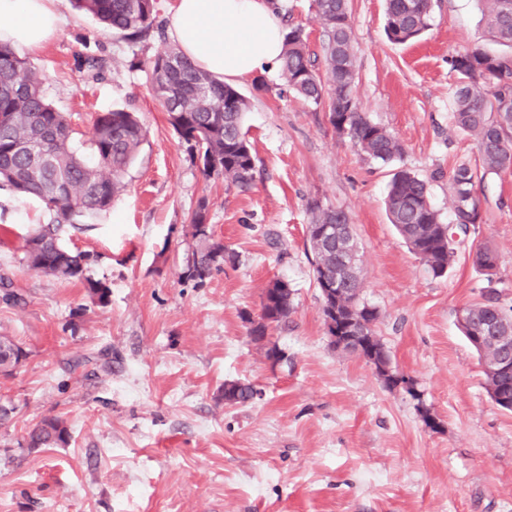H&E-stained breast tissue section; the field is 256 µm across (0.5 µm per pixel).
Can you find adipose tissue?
I'll use <instances>...</instances> for the list:
<instances>
[{
    "label": "adipose tissue",
    "mask_w": 512,
    "mask_h": 512,
    "mask_svg": "<svg viewBox=\"0 0 512 512\" xmlns=\"http://www.w3.org/2000/svg\"><path fill=\"white\" fill-rule=\"evenodd\" d=\"M60 0H0V43L41 50L57 32ZM167 31L222 81L259 80L280 64L285 28L272 0H170Z\"/></svg>",
    "instance_id": "adipose-tissue-1"
}]
</instances>
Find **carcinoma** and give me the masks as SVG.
Returning <instances> with one entry per match:
<instances>
[{
    "label": "carcinoma",
    "instance_id": "cac0c4a2",
    "mask_svg": "<svg viewBox=\"0 0 512 512\" xmlns=\"http://www.w3.org/2000/svg\"><path fill=\"white\" fill-rule=\"evenodd\" d=\"M315 18L324 33L323 71L311 61L302 27L288 26L280 66L283 85L315 106L328 109L335 132L349 138L367 159L392 167L385 197L388 219L408 249L436 278L448 274L457 249L470 233L485 223L481 209L463 211L456 206L460 194L475 189L486 176L499 174L512 162V0H477L488 38L511 49L494 54L484 49H466L448 59L457 82L451 93L456 127L472 136L478 163L462 161L448 172L449 202L453 220L440 221L431 201V180L402 164L404 147L383 125L361 110L355 93L357 56L348 0H313ZM75 7L97 18L113 34L137 43L150 36L162 48L141 62L151 92L167 112L169 124L190 159H202V171L215 180L239 187L254 178L255 156L243 128L249 100L233 86L196 68L178 46L166 41L157 22V0H74ZM384 32L388 41L407 44L418 40L431 26V0H386ZM77 69L95 80L103 79L102 59L89 51L77 59ZM145 137L137 116L122 109L99 113L82 146L72 141L66 113L47 97L41 72L8 45L0 44V186L21 197L39 199L50 219L26 239L23 261L30 269L64 280L85 283L88 293L106 303L109 287L86 272L94 262L89 252H74L62 242L65 229L97 219L112 208L114 198L125 188L124 176ZM307 240L313 255L316 285L336 275V267L358 246L355 236L340 242L321 238L327 224H349V214L308 204ZM208 202L199 201L190 218L195 246L184 277L205 284L236 254L214 237L207 222ZM359 265L350 274V286L341 298L343 316L355 322L362 336L374 339L376 360L389 359L383 343L374 334L378 311L362 298ZM294 289L283 280H272L263 293L259 320H250L248 335L264 340L270 329L288 322L294 311ZM501 293L491 285L481 298L465 306L468 328L489 335L492 308ZM27 353L13 339L0 337V366L19 365ZM490 397L512 399V378L490 368L484 370ZM258 397L250 383L224 382V402L246 406ZM66 422L46 417L24 437V447L33 450L68 443Z\"/></svg>",
    "mask_w": 512,
    "mask_h": 512
}]
</instances>
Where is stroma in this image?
<instances>
[{"instance_id":"1","label":"stroma","mask_w":512,"mask_h":512,"mask_svg":"<svg viewBox=\"0 0 512 512\" xmlns=\"http://www.w3.org/2000/svg\"><path fill=\"white\" fill-rule=\"evenodd\" d=\"M362 109L405 146V164L431 181L442 222L452 219L448 170L474 161V140L452 121L454 51L491 49L475 0H432L424 37L395 45L384 0H352ZM58 35L30 61L52 102L84 140L99 112H135L147 136L111 211L70 229L65 243L96 253L88 274L110 287L107 304L82 284L30 270L24 239L45 220L42 204L0 187V275L25 302L0 300V336L26 359L0 375V512H512V413L495 406L479 358L457 328L460 308L495 281L512 306V170L477 191L485 224L460 246L448 275L432 277L389 223L388 168L364 161L336 135L325 107L238 82L251 101L245 128L255 180L241 189L206 180L189 161L133 57V45L61 0ZM106 61L95 81L76 69L86 50ZM218 240L233 249L202 286L182 273L194 241L188 218L200 199ZM348 212L358 241L362 296L393 371L413 392L387 387L363 358L333 349L306 247L307 204ZM495 249L493 275L472 244ZM294 289L295 310L267 341L248 335L269 281ZM287 356L267 359L269 345ZM89 357L111 373L86 376ZM260 389L229 406L224 383ZM426 405L441 422L427 428ZM64 419L67 444L21 448L27 430Z\"/></svg>"}]
</instances>
